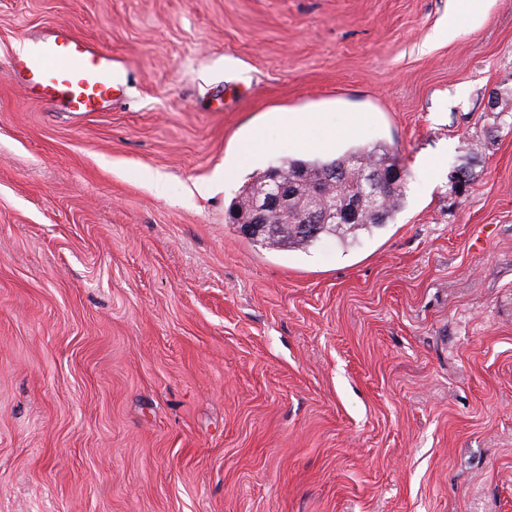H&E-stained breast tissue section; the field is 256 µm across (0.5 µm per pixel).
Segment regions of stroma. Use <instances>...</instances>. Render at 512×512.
<instances>
[{
	"mask_svg": "<svg viewBox=\"0 0 512 512\" xmlns=\"http://www.w3.org/2000/svg\"><path fill=\"white\" fill-rule=\"evenodd\" d=\"M457 2L0 0V512H512V0L440 37ZM58 25L122 99L26 96ZM377 141L374 235L234 224L278 158Z\"/></svg>",
	"mask_w": 512,
	"mask_h": 512,
	"instance_id": "obj_1",
	"label": "stroma"
}]
</instances>
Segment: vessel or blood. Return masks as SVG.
I'll list each match as a JSON object with an SVG mask.
<instances>
[{
	"instance_id": "b4317fda",
	"label": "vessel or blood",
	"mask_w": 512,
	"mask_h": 512,
	"mask_svg": "<svg viewBox=\"0 0 512 512\" xmlns=\"http://www.w3.org/2000/svg\"><path fill=\"white\" fill-rule=\"evenodd\" d=\"M14 67L18 83L32 98L76 116L100 111L122 90L111 52L66 27L33 41Z\"/></svg>"
}]
</instances>
